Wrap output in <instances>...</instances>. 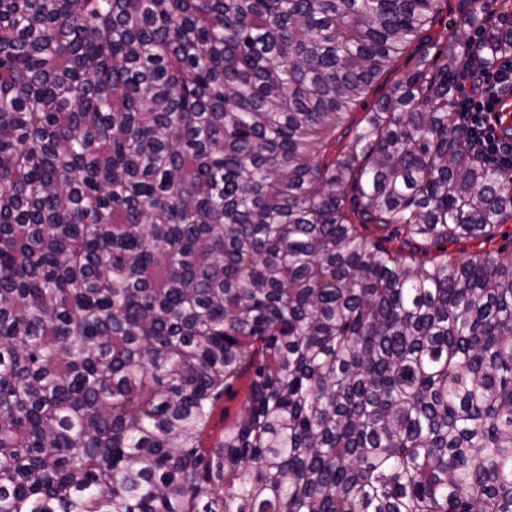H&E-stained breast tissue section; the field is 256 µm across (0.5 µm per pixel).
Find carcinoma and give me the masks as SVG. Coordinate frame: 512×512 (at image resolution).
<instances>
[{
  "instance_id": "1",
  "label": "carcinoma",
  "mask_w": 512,
  "mask_h": 512,
  "mask_svg": "<svg viewBox=\"0 0 512 512\" xmlns=\"http://www.w3.org/2000/svg\"><path fill=\"white\" fill-rule=\"evenodd\" d=\"M445 2L0 0V512H512V177ZM480 24L481 21L473 29L466 27L475 40ZM459 60L454 103L458 112L457 131L474 155L512 176V132L504 135L502 126L490 119L492 112L493 118L505 115L507 122H511L512 52L499 58L494 56L492 61L482 54L478 39L463 51ZM413 44L396 62L391 71L385 73L372 87L368 95H366L360 103L353 109L350 115L352 128H354L363 118L366 112L374 108L380 98L387 92L392 83L408 72L414 65V58L411 56L414 48Z\"/></svg>"
}]
</instances>
